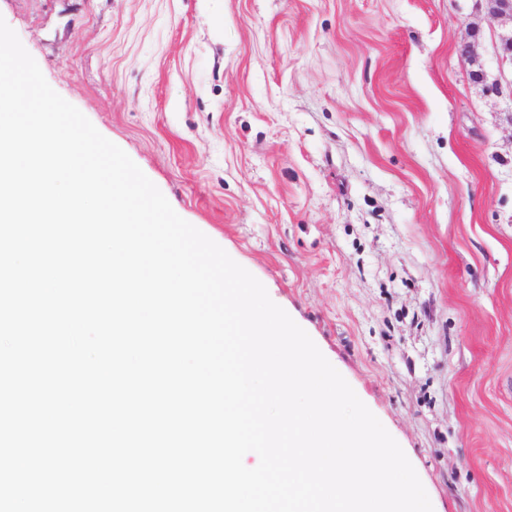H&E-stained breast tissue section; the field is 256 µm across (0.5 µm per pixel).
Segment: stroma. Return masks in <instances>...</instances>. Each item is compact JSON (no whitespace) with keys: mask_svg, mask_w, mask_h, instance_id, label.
Wrapping results in <instances>:
<instances>
[{"mask_svg":"<svg viewBox=\"0 0 512 512\" xmlns=\"http://www.w3.org/2000/svg\"><path fill=\"white\" fill-rule=\"evenodd\" d=\"M48 84L253 274L433 512H512V78L480 0H0ZM458 53L469 59L472 65H476V69L472 71V78L477 83H482L486 85L487 91L493 92L495 94L503 93V86L501 81L498 78H494L491 80L490 84L487 85L489 74L484 69L483 65L479 63L476 58L472 55V44L470 42L463 43L458 47Z\"/></svg>","mask_w":512,"mask_h":512,"instance_id":"1","label":"stroma"}]
</instances>
